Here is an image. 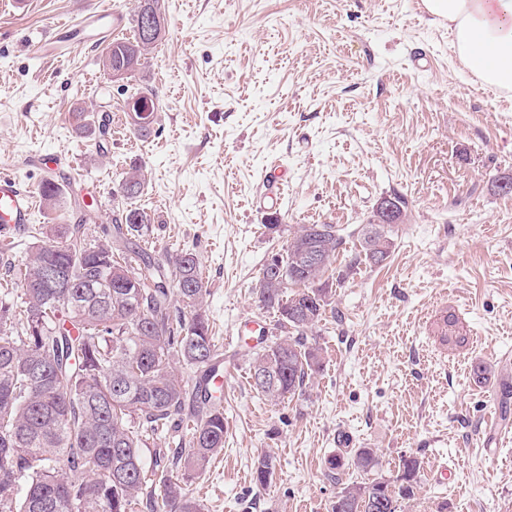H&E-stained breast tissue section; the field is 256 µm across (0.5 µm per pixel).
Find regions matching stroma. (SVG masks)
I'll list each match as a JSON object with an SVG mask.
<instances>
[{"mask_svg": "<svg viewBox=\"0 0 512 512\" xmlns=\"http://www.w3.org/2000/svg\"><path fill=\"white\" fill-rule=\"evenodd\" d=\"M30 2L0 5V171L36 188L48 170L28 156L61 157L69 198L96 202L98 237L120 174L139 164L153 257L197 256L224 355V453L188 480L201 512H332L367 479L329 468L351 447L375 450L392 482L403 458L420 460L402 512H512V391L493 395L512 377V194L497 187L512 174V94L460 64L421 0H161L149 67L117 82L103 42L56 61L34 52L46 19L85 0ZM143 87L156 112L140 135L126 107ZM102 107L107 135L75 131L73 110ZM275 166L278 202L259 206ZM385 197L406 203L391 256L356 263L351 232ZM300 224L347 231L332 265L347 276L311 335L321 369L273 406L251 385L260 344L241 330L260 322L274 338L251 288ZM262 456L274 470L263 487L251 477ZM446 463L455 477L442 482Z\"/></svg>", "mask_w": 512, "mask_h": 512, "instance_id": "35a3bbf8", "label": "stroma"}]
</instances>
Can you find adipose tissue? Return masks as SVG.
Here are the masks:
<instances>
[{"label": "adipose tissue", "mask_w": 512, "mask_h": 512, "mask_svg": "<svg viewBox=\"0 0 512 512\" xmlns=\"http://www.w3.org/2000/svg\"><path fill=\"white\" fill-rule=\"evenodd\" d=\"M445 23L461 63L486 85L512 91V0H423Z\"/></svg>", "instance_id": "obj_1"}]
</instances>
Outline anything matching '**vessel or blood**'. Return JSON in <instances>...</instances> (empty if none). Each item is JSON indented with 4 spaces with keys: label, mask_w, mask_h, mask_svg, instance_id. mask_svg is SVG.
I'll return each mask as SVG.
<instances>
[{
    "label": "vessel or blood",
    "mask_w": 512,
    "mask_h": 512,
    "mask_svg": "<svg viewBox=\"0 0 512 512\" xmlns=\"http://www.w3.org/2000/svg\"><path fill=\"white\" fill-rule=\"evenodd\" d=\"M123 14L97 4L85 8L68 22H52L47 35L34 46L37 54L61 59L85 46L91 38L106 37L122 31ZM36 196L12 174L0 173V236L23 231L32 220Z\"/></svg>",
    "instance_id": "obj_1"
}]
</instances>
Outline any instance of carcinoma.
I'll return each mask as SVG.
<instances>
[{
    "label": "carcinoma",
    "mask_w": 512,
    "mask_h": 512,
    "mask_svg": "<svg viewBox=\"0 0 512 512\" xmlns=\"http://www.w3.org/2000/svg\"><path fill=\"white\" fill-rule=\"evenodd\" d=\"M141 11L139 4L133 37L103 48V71L134 73L160 41L141 38ZM73 121L84 134L101 133L92 112H75ZM144 187L132 166L113 190L125 206L104 238L89 239L80 223L50 224L22 265L4 266L0 280L20 293L0 301V512H199L179 471L203 472L224 452L221 396L205 376L195 382L188 447L155 459L159 490L148 489L141 459L145 438L184 422L186 381L174 360L200 368L216 357L196 255H177L168 275L138 242L152 223L132 206ZM40 194L50 209L69 212L59 184L44 183ZM392 228L359 225L356 262L383 264ZM344 243L335 224H300L279 253L288 283L263 272L256 280L253 293L275 312L282 335L256 353L250 378L274 404L301 394L321 367L307 336L330 305L326 274ZM309 249L319 253L315 265L305 261ZM348 463L365 474L380 465L371 448L350 449ZM419 472L420 461L407 457L396 492L378 478L352 484L338 512H400Z\"/></svg>",
    "instance_id": "1"
}]
</instances>
